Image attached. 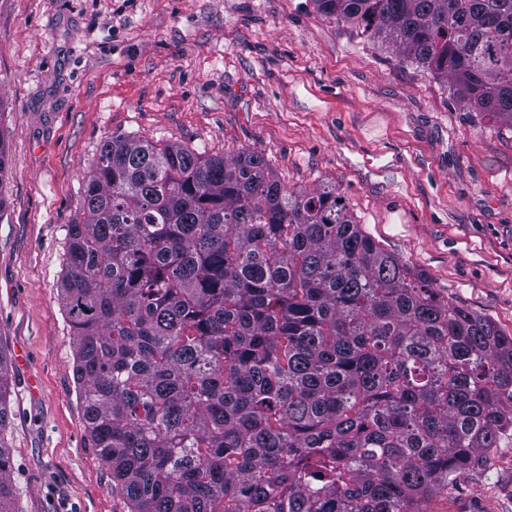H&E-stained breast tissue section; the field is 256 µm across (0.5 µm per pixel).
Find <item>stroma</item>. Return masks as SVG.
Here are the masks:
<instances>
[{
	"label": "stroma",
	"mask_w": 512,
	"mask_h": 512,
	"mask_svg": "<svg viewBox=\"0 0 512 512\" xmlns=\"http://www.w3.org/2000/svg\"><path fill=\"white\" fill-rule=\"evenodd\" d=\"M0 350L13 512H126L86 431L60 295L67 226L117 134L259 152L336 185L430 285L512 334V129L314 0H0ZM426 512H512V448Z\"/></svg>",
	"instance_id": "obj_1"
}]
</instances>
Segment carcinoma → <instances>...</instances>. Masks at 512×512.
I'll use <instances>...</instances> for the list:
<instances>
[{
    "instance_id": "cac0c4a2",
    "label": "carcinoma",
    "mask_w": 512,
    "mask_h": 512,
    "mask_svg": "<svg viewBox=\"0 0 512 512\" xmlns=\"http://www.w3.org/2000/svg\"><path fill=\"white\" fill-rule=\"evenodd\" d=\"M512 127V0H314ZM62 300L92 447L128 512H421L512 447V334L431 288L336 186L116 135ZM8 367L0 355V512Z\"/></svg>"
}]
</instances>
